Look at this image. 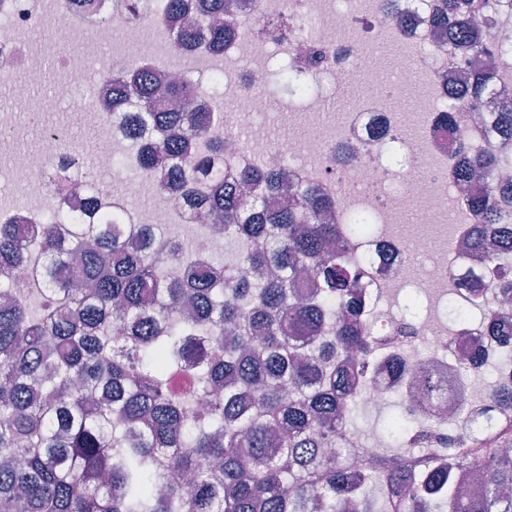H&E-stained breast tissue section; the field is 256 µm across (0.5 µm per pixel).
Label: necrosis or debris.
I'll return each mask as SVG.
<instances>
[{"mask_svg": "<svg viewBox=\"0 0 512 512\" xmlns=\"http://www.w3.org/2000/svg\"><path fill=\"white\" fill-rule=\"evenodd\" d=\"M437 4L438 0H409L408 23L400 28L385 16L382 0H243L244 16L258 20L259 30L227 47V54L241 66L227 72L226 79L237 88L233 112L255 117L256 122L243 136L236 134L234 122L225 123V148L216 156V164L230 176L242 166L273 156L286 157L289 184L307 181L322 185L336 202L334 214L339 224L347 223L352 211L363 210L386 226L415 208L421 211V223L434 228L461 223L459 211L448 206L449 199L457 195L448 177V129L438 122L429 101L446 99L451 89L464 86L474 66L464 61L460 49L449 44L447 28L432 23ZM313 17L322 19L323 24L310 33L306 24ZM29 28L58 34L71 46L107 36L106 29L84 19L57 15L46 20L30 0H0V65L29 71L43 67L44 58L18 37L20 30ZM385 42L398 43L413 56L414 65L394 73L383 69L376 48ZM313 44L323 53V63L317 68L305 64L304 52ZM272 55L302 65L310 88L306 95L289 98V109L315 119L332 108L334 95L348 101L349 110L333 135L272 138L266 120L270 97L265 86L267 59ZM329 79L336 87L332 94L323 89ZM411 81L424 83L428 91L415 109L420 118L419 144L415 147L406 144L403 121L384 98L362 92L366 85L392 89ZM86 85L91 87V94L76 97V90ZM111 89L110 76L93 71L85 61L73 60L65 82L55 87L53 97L67 104L72 116L79 119L85 113L101 111ZM124 140L122 128L110 125L97 144L92 163L77 161L87 186L104 187L103 176L112 169L113 149ZM55 178L46 160L8 169L11 185L24 188L34 198L52 197L67 217L87 223L82 196L52 195L50 185ZM162 211L177 224L194 221L192 210L175 205L158 185L148 207L132 213L118 202L112 207L122 222L136 224L156 223ZM356 256L366 261L369 271L361 291L370 323L393 320L385 302L394 290H415L432 304L431 313L415 323L417 338L403 347L407 356L416 361L444 359L451 353L464 354L472 343L480 341L481 330L475 319L461 324V334L453 340L441 317L448 305L449 268L469 263L456 241L439 235L397 237L385 230L363 240ZM418 258L423 259L424 266L417 276H409V266Z\"/></svg>", "mask_w": 512, "mask_h": 512, "instance_id": "4bbe7bcc", "label": "necrosis or debris"}]
</instances>
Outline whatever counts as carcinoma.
Masks as SVG:
<instances>
[{
    "label": "carcinoma",
    "instance_id": "cac0c4a2",
    "mask_svg": "<svg viewBox=\"0 0 512 512\" xmlns=\"http://www.w3.org/2000/svg\"><path fill=\"white\" fill-rule=\"evenodd\" d=\"M104 0H59L61 14L99 13ZM486 0H441L435 20L473 57H512V43H472ZM240 0H162L154 26L197 53L224 54ZM508 67H481L448 92L444 111L452 175L477 182L468 196L469 251L492 241L512 250L504 201L512 173L501 153H475L460 134L468 105H494L490 129L512 143ZM143 63L112 75L105 104L136 145L135 170L158 176L176 199L216 216L196 242L161 240L158 224H59L53 208L16 224L0 214V512H512V419L479 417L512 405V386L488 385L470 407L469 380L489 357L409 365L381 356L385 337L367 325L362 267L342 253L344 235L368 234L325 215L335 202L314 185L276 199L283 162L213 168L224 149L220 99L197 101L192 78L158 83ZM221 231L239 246L231 262L198 248ZM136 239L133 251L128 242ZM449 276L467 289L471 313L512 364V262L476 256ZM190 304L195 315L181 319ZM382 372L414 403L383 417L388 438L358 471L342 453L343 431L371 413L360 392ZM428 423H414L416 408ZM439 443L438 454L422 448ZM479 491L467 496L465 483Z\"/></svg>",
    "mask_w": 512,
    "mask_h": 512
}]
</instances>
